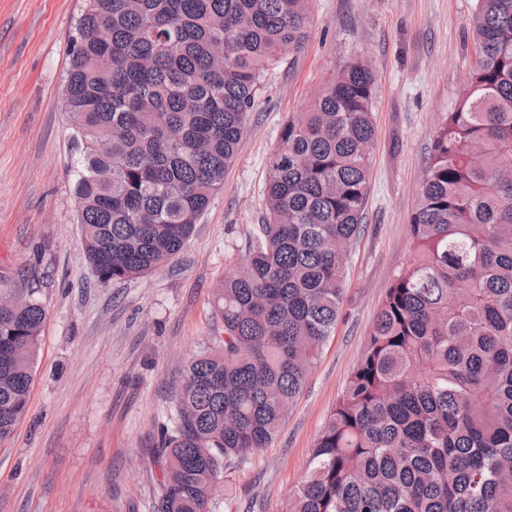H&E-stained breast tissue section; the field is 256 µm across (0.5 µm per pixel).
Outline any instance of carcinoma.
Here are the masks:
<instances>
[{"instance_id": "cac0c4a2", "label": "carcinoma", "mask_w": 512, "mask_h": 512, "mask_svg": "<svg viewBox=\"0 0 512 512\" xmlns=\"http://www.w3.org/2000/svg\"><path fill=\"white\" fill-rule=\"evenodd\" d=\"M311 0H83L65 108L85 257L102 284L179 253L224 184ZM477 59L424 165L412 250L285 512H512V0H476ZM375 74L352 59L282 124L263 223L161 426L154 512H210L334 332L364 220ZM44 306L0 307V440L26 413Z\"/></svg>"}]
</instances>
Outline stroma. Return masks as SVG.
<instances>
[{
  "mask_svg": "<svg viewBox=\"0 0 512 512\" xmlns=\"http://www.w3.org/2000/svg\"><path fill=\"white\" fill-rule=\"evenodd\" d=\"M79 3L0 0V289L46 310L27 412L0 442V512H151L160 426L186 365L218 328L215 292L265 212L280 126L359 57L376 72V133L336 329L272 442L225 473L211 509L283 512L409 257L433 135L475 64V0H313L304 50L269 76L183 250L108 286L85 257L69 173L63 76Z\"/></svg>",
  "mask_w": 512,
  "mask_h": 512,
  "instance_id": "35a3bbf8",
  "label": "stroma"
}]
</instances>
